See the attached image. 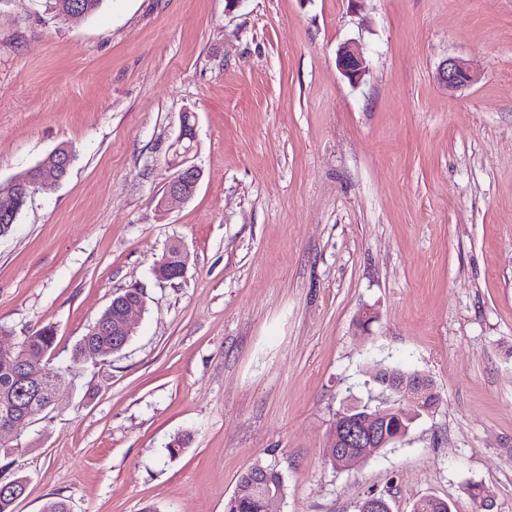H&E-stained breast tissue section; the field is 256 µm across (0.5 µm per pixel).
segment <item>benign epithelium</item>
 <instances>
[{
  "label": "benign epithelium",
  "instance_id": "obj_1",
  "mask_svg": "<svg viewBox=\"0 0 512 512\" xmlns=\"http://www.w3.org/2000/svg\"><path fill=\"white\" fill-rule=\"evenodd\" d=\"M336 64L343 76L352 84L360 82L366 70L363 52L355 42H345L339 47ZM438 80L448 91L455 92L473 83L475 74L463 60L449 58L439 68ZM195 130L196 115L188 111L186 115L180 116L177 142L181 144L186 140L193 141ZM190 151L191 147H184L185 157L176 162L177 171L164 189L162 204L168 207L176 208L190 200L202 179V170L197 165L189 163L187 154ZM51 156L53 159L27 170L21 176L0 181V206L12 218H17L18 204L21 201L33 197L44 185L58 183L65 178V173L74 160L73 151L66 145H60L51 152ZM177 251L180 256L179 264H171L166 256L157 264L155 276L159 281L169 282L183 277L188 257L183 248L179 247ZM144 308L145 300L141 299L124 302L117 317L110 316L106 310L92 326V333L110 334L117 341H127L135 332L132 315L144 311ZM389 392L395 397L392 407L401 411L411 408L419 396L434 394L433 386L429 385L424 380V374L419 372L397 374L395 380L389 384ZM352 413L350 404L343 405L336 413L332 425V459L347 456L351 449L358 446L380 448L387 440L386 434L380 430V414L372 412V407H367V412L357 417L352 416ZM32 418L34 414L30 412L20 415L5 414L0 417V433H8L11 441L18 443L21 440L19 426Z\"/></svg>",
  "mask_w": 512,
  "mask_h": 512
}]
</instances>
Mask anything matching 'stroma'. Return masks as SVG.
I'll return each instance as SVG.
<instances>
[{"label":"stroma","instance_id":"obj_1","mask_svg":"<svg viewBox=\"0 0 512 512\" xmlns=\"http://www.w3.org/2000/svg\"><path fill=\"white\" fill-rule=\"evenodd\" d=\"M450 57L478 81L448 92ZM186 110L203 178L166 210ZM61 144L68 176L0 237V346L52 325L49 366L74 375L0 456V482L27 480L14 512H224L257 462L284 477L269 512H512V0H105L74 20L0 0V181ZM174 243L187 273L158 282ZM135 287L125 348L74 362ZM377 364L440 403L333 469L337 411L383 400ZM336 64L350 83H359L366 70V60L359 45L355 42L343 43L336 57Z\"/></svg>","mask_w":512,"mask_h":512}]
</instances>
